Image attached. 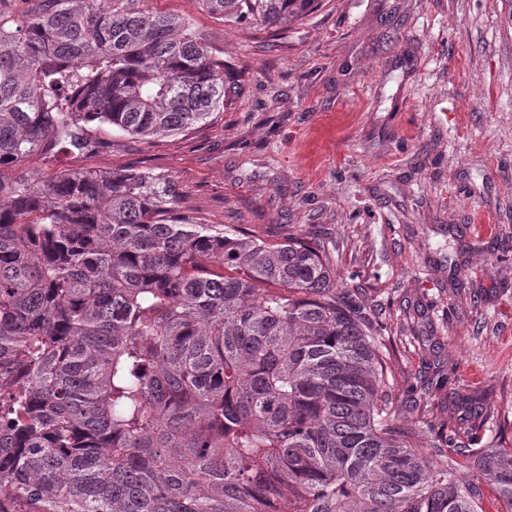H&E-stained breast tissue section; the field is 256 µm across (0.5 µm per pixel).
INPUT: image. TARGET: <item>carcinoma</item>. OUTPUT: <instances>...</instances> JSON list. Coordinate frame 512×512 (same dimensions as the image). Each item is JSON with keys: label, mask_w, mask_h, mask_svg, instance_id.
I'll return each instance as SVG.
<instances>
[{"label": "carcinoma", "mask_w": 512, "mask_h": 512, "mask_svg": "<svg viewBox=\"0 0 512 512\" xmlns=\"http://www.w3.org/2000/svg\"><path fill=\"white\" fill-rule=\"evenodd\" d=\"M141 2L0 0V512L512 506V448L449 455L432 427L430 465L392 417L378 323L323 247L200 224L160 171L22 169L104 149L92 123L172 136L229 99L205 38ZM199 4L272 28L319 0Z\"/></svg>", "instance_id": "1"}]
</instances>
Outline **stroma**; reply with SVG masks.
Masks as SVG:
<instances>
[{
	"label": "stroma",
	"mask_w": 512,
	"mask_h": 512,
	"mask_svg": "<svg viewBox=\"0 0 512 512\" xmlns=\"http://www.w3.org/2000/svg\"><path fill=\"white\" fill-rule=\"evenodd\" d=\"M188 18L239 73L231 105L173 137L109 141L55 170L155 169L203 224L324 246L375 314L392 414L417 432L463 427L512 445V26L503 0H320L282 39L197 0H145ZM495 224L485 237L479 218Z\"/></svg>",
	"instance_id": "35a3bbf8"
}]
</instances>
